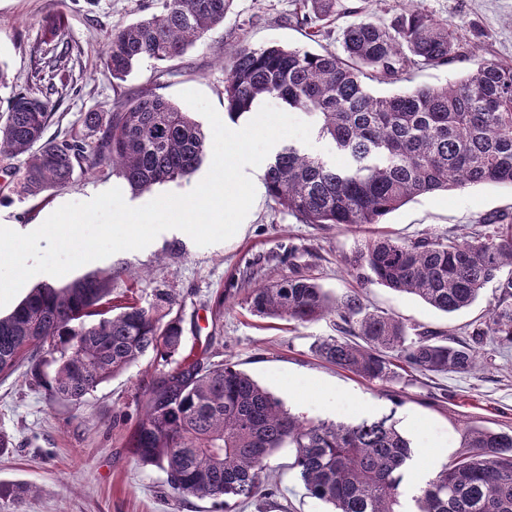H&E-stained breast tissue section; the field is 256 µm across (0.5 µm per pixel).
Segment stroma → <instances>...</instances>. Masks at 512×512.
Here are the masks:
<instances>
[{"label": "stroma", "instance_id": "stroma-1", "mask_svg": "<svg viewBox=\"0 0 512 512\" xmlns=\"http://www.w3.org/2000/svg\"><path fill=\"white\" fill-rule=\"evenodd\" d=\"M148 0H0V65L8 85L0 88V112L12 92L54 84L55 116L48 136L81 130L88 112L112 111L134 93L163 97L182 105V91L203 93L216 110L224 108V51L239 40L254 46L279 44L316 52H341L344 29L356 19L390 23L404 9L417 7L447 22L460 44L448 65L411 71L409 80L371 82L379 95L408 85H440L463 78L477 64L491 60L512 64V0H341L342 10L321 23L317 37L297 23L303 0H233L222 27L210 32L178 60L142 62L126 81L106 77L100 63L104 35L141 14ZM59 21L50 30V21ZM67 43L64 71L43 69L46 44ZM24 157L0 160V225L26 232L37 229L60 206L86 202L108 189L121 188L125 202L142 206L164 193L191 191L208 173L203 161L190 177L135 193L118 176L108 178L75 171L63 188L26 198L16 192L10 171L22 170ZM512 223V190L494 185L417 197L384 217L381 223L349 229L338 224H305L280 210L267 194L253 205L230 239L198 246L186 234L173 232L137 251H121L87 263L64 276L38 274L26 286H65L85 275L113 272L112 296L150 303L160 291L175 295L183 318L184 345L210 342L217 360L236 365L279 398L291 413L312 419L357 423L391 417L412 447L413 459L426 456V445L441 453L428 464L436 474L462 452L466 428L512 433V345L491 347L490 363L468 373H406L388 382H370L317 358L316 339L336 333L333 319L297 325L253 315L240 288L249 265L263 269L262 280L304 276L331 296L359 292L370 308L398 317L420 331H437L463 339L485 321L499 292L487 286L468 308L445 314L418 298L381 285L359 288L343 259L362 241L384 234L404 241L425 236L463 238L481 230L487 217ZM157 373L154 354L101 383L77 409L49 402L23 373L0 379V432L13 440L0 455V480L32 486L19 512H222L211 500L181 501L163 472L145 466L124 446L127 424L139 415L142 391ZM308 383L301 397L288 385ZM359 394L365 407L346 412L328 409L326 389ZM289 448L278 450L269 465L287 512H327V504L307 497L288 465Z\"/></svg>", "mask_w": 512, "mask_h": 512}]
</instances>
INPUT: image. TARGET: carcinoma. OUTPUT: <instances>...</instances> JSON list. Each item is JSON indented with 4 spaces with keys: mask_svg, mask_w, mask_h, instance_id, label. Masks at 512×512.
<instances>
[{
    "mask_svg": "<svg viewBox=\"0 0 512 512\" xmlns=\"http://www.w3.org/2000/svg\"><path fill=\"white\" fill-rule=\"evenodd\" d=\"M150 11L105 35L104 72L125 81L142 61L170 62L224 24L232 0H151ZM301 24L311 36L337 0H310ZM456 56L448 23L407 9L389 24L360 20L343 31V54L240 41L224 51V109L236 119L264 97L304 113L317 136L346 157L338 167L288 145L265 170L268 196L305 224L358 227L415 198L475 185L512 188V64L484 61L465 78L378 96L367 81L400 80L412 68H437ZM53 104L17 93L0 115V157L27 156L17 192L36 198L70 183L76 168L114 174L137 192L191 175L203 162L205 136L179 107L155 95L128 97L109 116L87 112L95 139L45 137ZM474 241L440 237L370 238L345 263L358 284L410 294L443 313L470 306L495 284L488 320L464 340L369 309L357 293L331 298L315 280L285 278L247 289L256 316L305 324L334 315L342 335L319 338L322 360L369 381L399 371L465 373L486 347L512 344V224L491 217ZM176 298L147 306L112 305V274L64 287L41 284L0 316V377L20 368L54 402L80 408L104 381L141 356L162 362L145 390V409L125 447L166 476L180 498L210 499L231 512L247 501L275 505L269 459L291 448V467L310 497L331 512H399L400 478L410 442L388 417L358 424L295 416L248 374L207 350L180 361L182 315ZM468 452L419 489L418 512H512V434L473 427ZM29 488L0 481V505Z\"/></svg>",
    "mask_w": 512,
    "mask_h": 512,
    "instance_id": "cac0c4a2",
    "label": "carcinoma"
}]
</instances>
